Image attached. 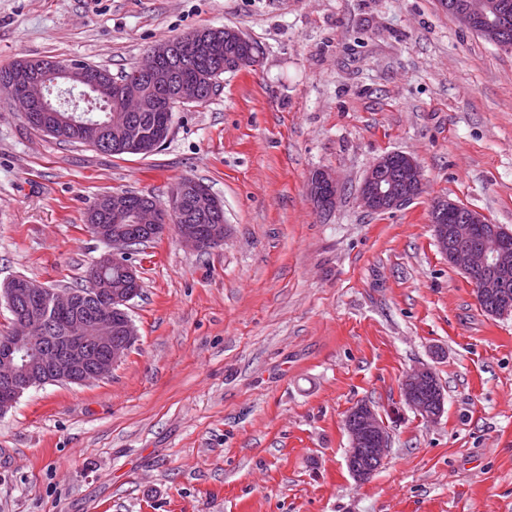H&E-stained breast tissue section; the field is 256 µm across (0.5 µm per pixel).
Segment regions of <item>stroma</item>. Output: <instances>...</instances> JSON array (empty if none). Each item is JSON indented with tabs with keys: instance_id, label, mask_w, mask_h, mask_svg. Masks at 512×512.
<instances>
[{
	"instance_id": "obj_1",
	"label": "stroma",
	"mask_w": 512,
	"mask_h": 512,
	"mask_svg": "<svg viewBox=\"0 0 512 512\" xmlns=\"http://www.w3.org/2000/svg\"><path fill=\"white\" fill-rule=\"evenodd\" d=\"M203 27L260 57L178 107L146 156L35 132L0 92V282L81 283L106 192L163 201L191 177L228 226L205 253L172 232L132 248L139 340L108 379L0 416V512H512V315L481 308L431 224L448 199L512 231V50L439 0H0V68L117 75ZM390 152L424 189L368 212L359 187ZM320 168L340 182L326 212ZM422 364L445 396L432 422L401 393ZM363 401L392 450L359 482L343 419ZM309 194L313 205L321 211L330 210L336 203L338 181L327 169H317L309 180Z\"/></svg>"
}]
</instances>
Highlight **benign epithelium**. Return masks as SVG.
I'll return each mask as SVG.
<instances>
[{
	"mask_svg": "<svg viewBox=\"0 0 512 512\" xmlns=\"http://www.w3.org/2000/svg\"><path fill=\"white\" fill-rule=\"evenodd\" d=\"M504 5L501 0H448V11L475 33L496 46L512 48L503 25ZM170 47L156 45L148 59L140 66L141 73L157 87L166 89L175 85V97L182 104H198L205 91L193 76L176 80L166 61ZM6 90L24 98L30 105L25 121L39 125L51 134H58L64 123L60 113H68L73 126L91 127L97 122L79 110V104L96 96L117 102L141 100L140 90L133 86L110 88L108 82L80 62H62L38 59L23 61L5 79ZM62 85L64 98L54 103L49 98L51 87ZM113 123L122 141L131 148L159 147L170 130L166 126L147 129L124 115L125 109L113 108ZM424 177L420 166L410 155L387 153L369 168L359 190V201L370 212L397 209L423 190ZM309 194L313 205L326 211L334 207L338 195L336 176L327 169H317L309 180ZM208 214L219 207V200L210 192L189 182L177 181L169 189L163 205L147 203L134 209L127 207L121 196L110 197L106 209L93 214L94 238L108 243L110 251L104 253L95 268L99 277L94 288L99 301L98 312L84 317L76 312L77 299L69 289L48 288L40 282L20 275L13 276L0 286V300L18 309L15 329L0 337V415L5 414L24 392L46 384L67 382L89 384L103 380L129 353L138 340V332L130 319L127 308L135 298L140 280L136 267L128 256V240L124 229L111 228L100 223L102 215L112 213L116 221H125L154 230L163 236L175 231L179 240L203 252L224 242L226 225L212 224L202 236L187 227L178 228L172 219L184 207ZM459 204L440 200L433 205L436 219L433 222L435 240L439 249L448 256V262L457 267L478 291L479 298L488 302L493 315L512 314V293L507 285L512 282V240L483 215L474 212L459 221L456 213ZM119 268L126 280L117 287L104 273ZM71 314L64 336H46L43 333L45 307ZM439 382L431 367L418 366L408 371L402 382L405 403L427 421L439 417L434 408L433 392ZM351 448L347 463L354 478H359L356 461L365 458L374 465H381L391 450L389 433L376 411L368 406L364 410L352 409L345 417ZM369 440L370 447H360L361 438Z\"/></svg>",
	"mask_w": 512,
	"mask_h": 512,
	"instance_id": "7a95c632",
	"label": "benign epithelium"
}]
</instances>
